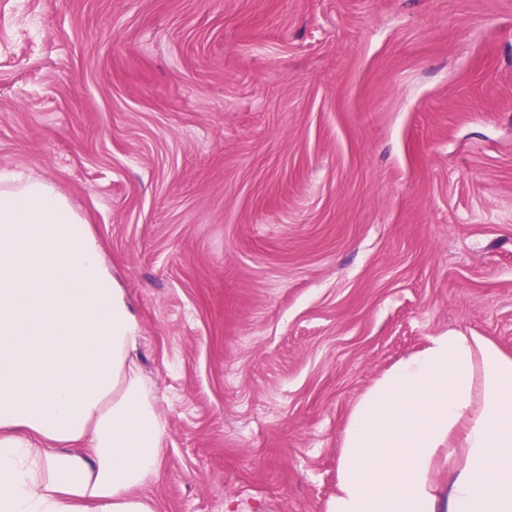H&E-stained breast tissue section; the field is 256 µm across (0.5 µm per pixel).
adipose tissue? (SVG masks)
Masks as SVG:
<instances>
[{"mask_svg":"<svg viewBox=\"0 0 512 512\" xmlns=\"http://www.w3.org/2000/svg\"><path fill=\"white\" fill-rule=\"evenodd\" d=\"M89 224L0 171V512H157L166 424ZM325 512H512V355L448 330L378 377Z\"/></svg>","mask_w":512,"mask_h":512,"instance_id":"adipose-tissue-1","label":"adipose tissue"}]
</instances>
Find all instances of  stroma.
Instances as JSON below:
<instances>
[{"mask_svg":"<svg viewBox=\"0 0 512 512\" xmlns=\"http://www.w3.org/2000/svg\"><path fill=\"white\" fill-rule=\"evenodd\" d=\"M0 169L131 301L159 512H324L384 370L512 354V0H0Z\"/></svg>","mask_w":512,"mask_h":512,"instance_id":"35a3bbf8","label":"stroma"}]
</instances>
